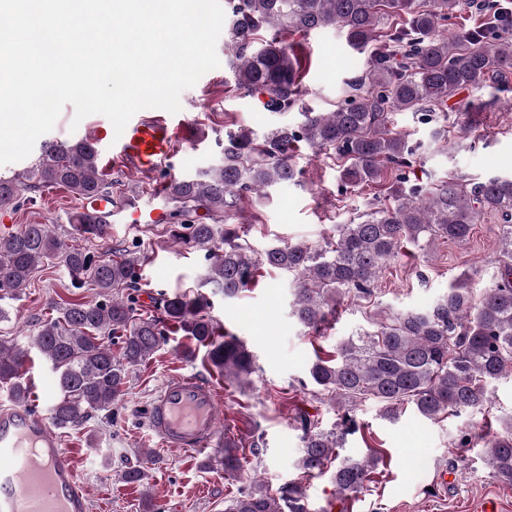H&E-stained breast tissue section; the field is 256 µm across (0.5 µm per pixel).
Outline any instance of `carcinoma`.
Masks as SVG:
<instances>
[{
  "instance_id": "1",
  "label": "carcinoma",
  "mask_w": 512,
  "mask_h": 512,
  "mask_svg": "<svg viewBox=\"0 0 512 512\" xmlns=\"http://www.w3.org/2000/svg\"><path fill=\"white\" fill-rule=\"evenodd\" d=\"M229 5L224 49L235 84L262 94L269 111H285L299 97V65L285 45L288 33L334 28L354 51L369 53L365 73L346 83L336 110L305 107L298 124L277 126L260 140L250 132L230 134L222 165L167 187L172 237L204 252L207 281L224 298L247 290L264 269L287 273L297 285L293 315L315 337L327 331L344 302L374 304L369 328L316 355L308 370L315 396L341 412L339 421L324 430L306 414L296 419L304 441L298 468L305 477L333 470L345 512L381 461L374 450L361 459L341 455L346 436L359 429L352 412L371 402L391 421L408 406L433 421L481 413L491 403L487 385L512 377V174L407 187L401 168L410 166L415 148L390 128V115L399 111L417 112L425 124L437 121L461 89H489L493 101L508 90L512 9L497 0H468L478 19L456 32L448 20L460 11L461 0H229ZM300 142L317 153L334 151L340 180L349 187H382L394 177L391 202L357 223L336 225L335 238L322 244L284 242L258 252L232 228L239 201L245 193L266 198L268 189L299 181L303 171L291 162L290 151ZM44 187H61L83 199L106 191L98 153L83 139L43 142L34 167L0 178V206ZM201 206L214 223L198 221ZM488 214L502 221L500 249L497 275L480 296L468 288L465 273L426 312H394L375 304V286L403 244L426 250L441 240L466 241ZM72 230L75 239L105 235L104 225L83 211L73 215ZM52 260L68 271L72 287L88 282L99 295L96 301L64 303L60 316L45 322L31 340L58 376L56 427L78 426L90 411L112 406L128 368L153 354L170 330L205 347V362L225 380L249 382L252 356L235 337L218 334L205 296L162 292L158 314L140 316L133 291L148 260L141 250L103 258L62 244L46 224H26L0 241V290L22 291L39 265ZM114 341L118 355L112 353ZM27 355V349L0 340V384L10 387L18 402L28 394L20 380ZM503 430L488 439L466 429L452 447L485 448L492 476L512 485V416L503 420ZM224 474H241L230 440L224 441ZM226 512L311 508L302 482H289L274 495L253 478Z\"/></svg>"
}]
</instances>
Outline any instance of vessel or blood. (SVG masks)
<instances>
[{"label": "vessel or blood", "mask_w": 512, "mask_h": 512, "mask_svg": "<svg viewBox=\"0 0 512 512\" xmlns=\"http://www.w3.org/2000/svg\"><path fill=\"white\" fill-rule=\"evenodd\" d=\"M183 113L152 112L129 120L122 134L94 123L85 138L93 147L108 142L112 157L126 168L163 171L174 163L177 143L191 140ZM83 209L111 222L120 213L126 224H160L162 208L134 200L113 205L111 196L86 198ZM218 402L210 380L176 374L164 381L147 409V429L162 447L219 459ZM0 512H90L89 494L78 478L71 454L45 417L33 406L0 409Z\"/></svg>", "instance_id": "1"}]
</instances>
